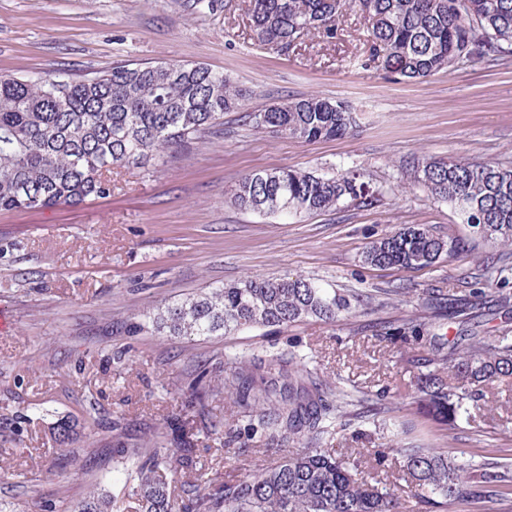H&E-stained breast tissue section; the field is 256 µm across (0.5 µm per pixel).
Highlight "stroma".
Returning a JSON list of instances; mask_svg holds the SVG:
<instances>
[{"label": "stroma", "mask_w": 512, "mask_h": 512, "mask_svg": "<svg viewBox=\"0 0 512 512\" xmlns=\"http://www.w3.org/2000/svg\"><path fill=\"white\" fill-rule=\"evenodd\" d=\"M247 0H0V75L71 76L124 63L201 62L246 89L242 111L185 148L112 178V192L78 206L0 211V500L19 512L74 505L95 487L121 494L125 469L116 440L135 443L178 417L193 435L208 478L219 484L276 465L262 438L224 451L184 391L199 370L213 382L206 402L228 418L217 383L221 363L268 359L296 349L330 382L342 376L350 425L329 447L372 449L389 433L400 445L441 448L478 462L512 449V378L491 382L462 431L426 421L410 406L428 348L372 337L379 322L410 320L457 331L434 289L464 294L512 267V253L471 247L429 268L364 264L374 240L421 224L457 230L454 208L406 173L414 158L512 165V57L456 67L418 83L360 65L367 51L359 13L348 10L341 40L302 38L285 50L259 48ZM349 102L355 131L312 144L254 129L248 115L288 97ZM287 167L332 176L365 172L378 190L370 206L346 203L310 215L265 216L231 204L226 190L258 170ZM301 275L356 299L336 325L309 319L277 329L187 341L136 330L162 305L248 277ZM104 421L89 427V410Z\"/></svg>", "instance_id": "obj_1"}]
</instances>
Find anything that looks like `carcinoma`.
Returning <instances> with one entry per match:
<instances>
[{
  "label": "carcinoma",
  "mask_w": 512,
  "mask_h": 512,
  "mask_svg": "<svg viewBox=\"0 0 512 512\" xmlns=\"http://www.w3.org/2000/svg\"><path fill=\"white\" fill-rule=\"evenodd\" d=\"M367 22L366 66L386 77L422 81L442 70L475 66L512 54V0H249L257 44L286 51L305 35L333 42L347 8ZM243 90L202 63H130L67 80L0 75V211L78 205L104 197L118 168L142 167L154 156L193 143L242 106ZM257 129L304 143L342 138L356 127L353 108L320 96L288 98L252 115ZM415 182L459 213L468 237L436 236L423 225L373 242L364 262L415 269L464 251L468 240L512 246V167L492 162L423 158L408 163ZM363 173L325 177L288 168L254 172L234 188L232 204L262 215H301L344 202L370 205ZM450 316L469 328L443 344L428 339L434 357L417 374L412 404L450 429L484 400L486 385L512 376V331L480 330L483 288L448 299ZM351 299L301 277H251L168 304L149 317L157 333L175 338L228 335L244 327L286 328L308 318L337 323ZM325 383L306 357L291 352L270 361L238 362L224 378V401L252 413L249 430L264 435L280 462L213 485L197 467L194 440L164 421L133 447L117 443L113 457L131 464L124 495L137 512H410L400 496L371 484L361 462L324 447L340 419L323 404ZM301 443L294 452L290 443ZM416 504L448 512L457 504L493 502L512 494V471L448 457L437 448H399ZM194 475L176 500L172 482ZM72 512H121L116 496L93 489Z\"/></svg>",
  "instance_id": "obj_1"
}]
</instances>
